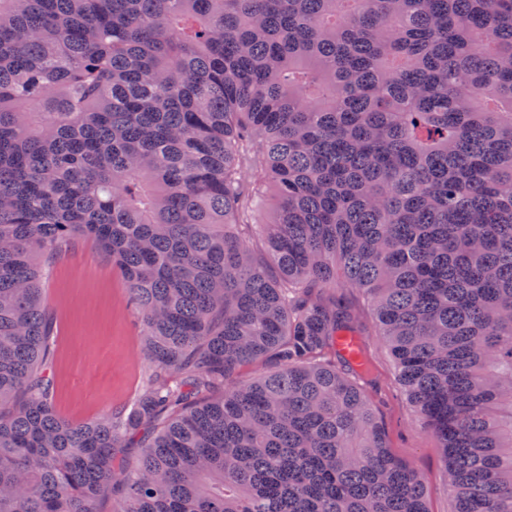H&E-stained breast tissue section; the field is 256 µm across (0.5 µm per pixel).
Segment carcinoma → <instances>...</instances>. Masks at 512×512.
Segmentation results:
<instances>
[{
    "label": "carcinoma",
    "mask_w": 512,
    "mask_h": 512,
    "mask_svg": "<svg viewBox=\"0 0 512 512\" xmlns=\"http://www.w3.org/2000/svg\"><path fill=\"white\" fill-rule=\"evenodd\" d=\"M76 237L144 327L124 418L50 398ZM339 278L453 512H512V0H0V512H427ZM336 297L356 309L363 325L366 336L362 338L373 367V385L368 392L392 453L409 462L422 475L429 512H451L453 504L446 487L440 444L420 423L399 384L389 347L381 336H376L371 305L357 288L340 286L336 288Z\"/></svg>",
    "instance_id": "cac0c4a2"
}]
</instances>
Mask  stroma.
Wrapping results in <instances>:
<instances>
[{
	"label": "stroma",
	"instance_id": "stroma-1",
	"mask_svg": "<svg viewBox=\"0 0 512 512\" xmlns=\"http://www.w3.org/2000/svg\"><path fill=\"white\" fill-rule=\"evenodd\" d=\"M44 295L57 413L71 422H86L106 411H124L145 388L150 363L144 329L111 259L94 241L77 239L50 269ZM336 295L356 309L363 325L373 367L368 392L392 453L422 475L429 512H452L440 444L420 423L398 381L390 350L375 333L371 305L355 288L339 287Z\"/></svg>",
	"mask_w": 512,
	"mask_h": 512
}]
</instances>
